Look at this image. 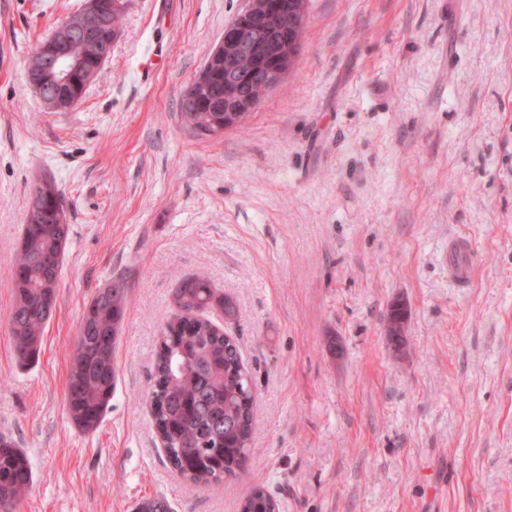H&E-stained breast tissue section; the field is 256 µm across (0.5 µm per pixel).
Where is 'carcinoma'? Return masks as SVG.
Wrapping results in <instances>:
<instances>
[{"mask_svg":"<svg viewBox=\"0 0 512 512\" xmlns=\"http://www.w3.org/2000/svg\"><path fill=\"white\" fill-rule=\"evenodd\" d=\"M270 12L288 6V14L304 0H258ZM253 59L239 61V92L258 102L265 87L253 83ZM187 125L200 136L222 112H185ZM47 199L37 224L23 227L19 254L12 272L14 302L7 320L19 362L39 360L42 335L57 305L62 262L70 225L52 217L60 203L55 181L44 177ZM127 291L114 282L103 303L92 299L78 331L71 360L65 405L70 419L84 432L101 425L114 395L117 372L115 352L125 314ZM174 316L162 332L154 363V385L149 400L154 425L169 463L187 480L202 486L235 477L244 469L254 430L253 380L234 339L213 315L231 318L232 297L213 287L200 272L184 278L173 294ZM33 483L27 453L6 434H0V512L21 502ZM136 512H172L160 497L142 500ZM240 512H279L264 486H252L240 502Z\"/></svg>","mask_w":512,"mask_h":512,"instance_id":"cac0c4a2","label":"carcinoma"}]
</instances>
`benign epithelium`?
Wrapping results in <instances>:
<instances>
[{"label": "benign epithelium", "instance_id": "1", "mask_svg": "<svg viewBox=\"0 0 512 512\" xmlns=\"http://www.w3.org/2000/svg\"><path fill=\"white\" fill-rule=\"evenodd\" d=\"M267 23L268 18L258 12L257 2L249 0L236 21L224 29L222 41L196 77V82L216 95L215 80L218 75H224V112L230 117L236 112L253 109V101L249 97H232V88L237 84L236 59L240 55L253 56L266 46L260 36ZM105 24L99 0H85L79 18L68 16L63 19L51 36L32 53L26 68L27 82L47 111L61 112L68 108L66 102L47 92V86L66 87L79 75L87 82L95 78L94 70L87 67L86 61L71 53L73 42L79 41L90 49V58L98 69L111 58L117 34L111 32L109 39L102 38ZM287 71L288 48L284 47L277 50L272 63L262 65L254 74L261 85L270 89L281 81Z\"/></svg>", "mask_w": 512, "mask_h": 512}]
</instances>
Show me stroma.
<instances>
[{"label":"stroma","instance_id":"obj_1","mask_svg":"<svg viewBox=\"0 0 512 512\" xmlns=\"http://www.w3.org/2000/svg\"><path fill=\"white\" fill-rule=\"evenodd\" d=\"M83 0H0V434L34 472L16 512H512V0H310L301 49L243 127L198 136L186 89L246 0H128L82 99L45 110L35 45ZM70 235L39 361L7 313L32 185ZM472 238L471 288L439 261ZM232 296L254 379V452L202 488L157 437L147 395L181 280ZM127 288L101 426L65 396L82 315ZM408 311L403 350L386 338ZM240 512H279V506L263 485L256 484L241 500Z\"/></svg>","mask_w":512,"mask_h":512}]
</instances>
